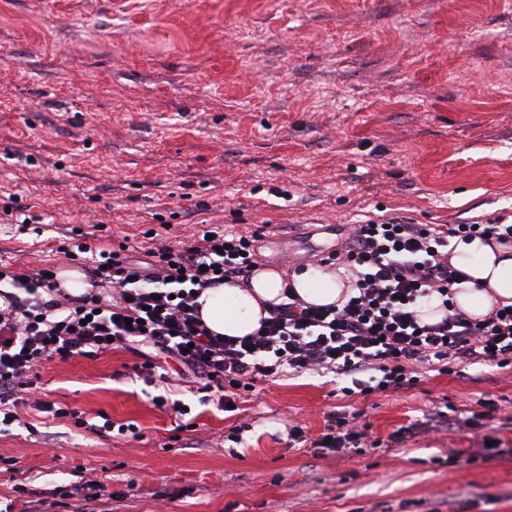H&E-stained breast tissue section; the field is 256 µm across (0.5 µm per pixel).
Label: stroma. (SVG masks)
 Here are the masks:
<instances>
[{"label": "stroma", "mask_w": 512, "mask_h": 512, "mask_svg": "<svg viewBox=\"0 0 512 512\" xmlns=\"http://www.w3.org/2000/svg\"><path fill=\"white\" fill-rule=\"evenodd\" d=\"M13 195L43 233L12 224ZM373 215L512 220V0H0V261L66 269L57 231L73 226L138 248L160 222L175 242L261 225L260 263L286 271ZM141 361L129 348L41 367L49 399L140 436L23 411L0 435L20 466L0 474V512H57L91 478L107 512H512V369L352 398L373 435L405 437L320 455L289 447L288 428L320 436L333 375L262 382L232 414L181 391L198 427L179 433ZM484 398L499 454L449 463L472 434L435 429L432 410ZM106 487L101 480L89 479L85 481L81 486L75 487L74 491L64 490L60 493L64 500H76L77 497H81L83 494L84 499H96L105 496Z\"/></svg>", "instance_id": "1"}]
</instances>
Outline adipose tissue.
<instances>
[{
  "mask_svg": "<svg viewBox=\"0 0 512 512\" xmlns=\"http://www.w3.org/2000/svg\"><path fill=\"white\" fill-rule=\"evenodd\" d=\"M450 261L466 272L468 282L455 288L454 304L471 317H484L498 303L512 305V246H487L480 240L455 241ZM291 278L293 288L314 306L336 304L344 299L349 275L308 264L283 275L273 266L257 268L248 287L224 284L203 291L199 297L201 318L208 329L220 336L252 334L265 315L266 303H280L283 280Z\"/></svg>",
  "mask_w": 512,
  "mask_h": 512,
  "instance_id": "ef3b65f1",
  "label": "adipose tissue"
}]
</instances>
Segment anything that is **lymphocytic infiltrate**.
Here are the masks:
<instances>
[{
  "label": "lymphocytic infiltrate",
  "instance_id": "f902f5d3",
  "mask_svg": "<svg viewBox=\"0 0 512 512\" xmlns=\"http://www.w3.org/2000/svg\"><path fill=\"white\" fill-rule=\"evenodd\" d=\"M198 242L170 245L150 228L144 255L129 247L91 248L87 232L66 230L59 248L64 259L84 267L92 289L73 298L60 291L53 270L23 273L0 264V283H8L0 309V426L19 422L20 410L34 406L55 420L96 434L135 433L134 423L96 424L65 403L38 398L39 369L48 362L104 355L145 345L136 371L161 387L153 399L172 409L182 430H190L189 410L164 388L168 359L177 360L196 380V390L223 409L252 392L255 382L291 373H331L344 379L343 395L407 392L418 386L419 368L451 372L463 365L512 369V305H494L480 320L456 308L451 289L464 280L449 262L454 238L512 245V224L502 219L461 224H415L398 217L351 225L342 246L322 263L347 266L353 295L341 304L315 307L292 288L269 305L258 330L242 338L211 334L199 316L197 298L226 283L248 284L256 266L254 242L260 231L244 235L223 225H208ZM111 284L112 295L97 294ZM436 306L439 321L425 323L420 310ZM360 413L331 415L317 448L339 451L383 447L370 438Z\"/></svg>",
  "mask_w": 512,
  "mask_h": 512
}]
</instances>
